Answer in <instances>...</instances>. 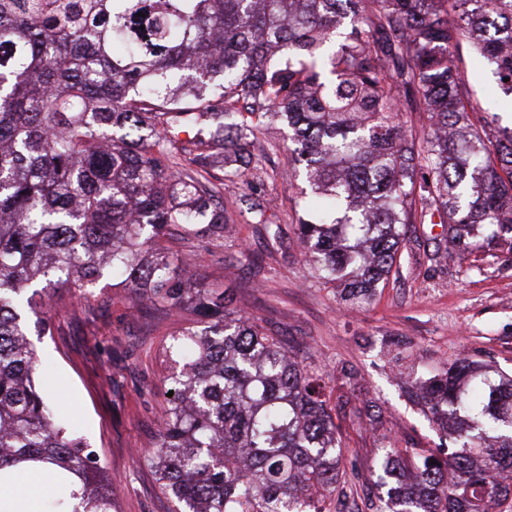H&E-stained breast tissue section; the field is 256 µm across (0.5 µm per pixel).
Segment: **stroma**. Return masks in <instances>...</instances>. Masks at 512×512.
Masks as SVG:
<instances>
[{
    "instance_id": "1",
    "label": "stroma",
    "mask_w": 512,
    "mask_h": 512,
    "mask_svg": "<svg viewBox=\"0 0 512 512\" xmlns=\"http://www.w3.org/2000/svg\"><path fill=\"white\" fill-rule=\"evenodd\" d=\"M473 96L501 128H512V98L469 50L459 62ZM258 135L252 151L267 154L263 170L224 182L231 228L217 248L199 239L171 240L182 267L261 319L291 354L312 364L333 396L350 397L361 416L340 423L346 495L328 498L331 512H374V461L381 437L396 448H433L438 433L407 386L462 356L512 374V250L488 245L433 259L438 224L410 225L390 277L360 307L312 275L297 243L302 183L291 155ZM256 184L268 202L266 224L242 217V197ZM279 227L271 236L267 224ZM52 335L38 345L51 369L47 391L66 404L71 425L115 478L119 512H172L154 470L139 456L152 447L164 400L162 348L172 322L130 309L120 288L96 290L69 312L48 309Z\"/></svg>"
}]
</instances>
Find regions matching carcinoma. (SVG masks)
<instances>
[{"instance_id":"obj_1","label":"carcinoma","mask_w":512,"mask_h":512,"mask_svg":"<svg viewBox=\"0 0 512 512\" xmlns=\"http://www.w3.org/2000/svg\"><path fill=\"white\" fill-rule=\"evenodd\" d=\"M465 39L512 94V0H0V486L50 469L40 512H115L35 344L52 335L45 298L110 277L134 306L189 316L163 349L173 395L143 457L174 512H330L333 412L350 399L331 403L164 242L224 245L230 217L205 173L259 170L248 147L278 127L292 176L328 203L299 219L305 258L345 299L368 301L430 214L448 224L435 259L488 230L512 250V129L467 88ZM411 397L443 443L377 449L376 512L511 499L512 377L461 358Z\"/></svg>"}]
</instances>
